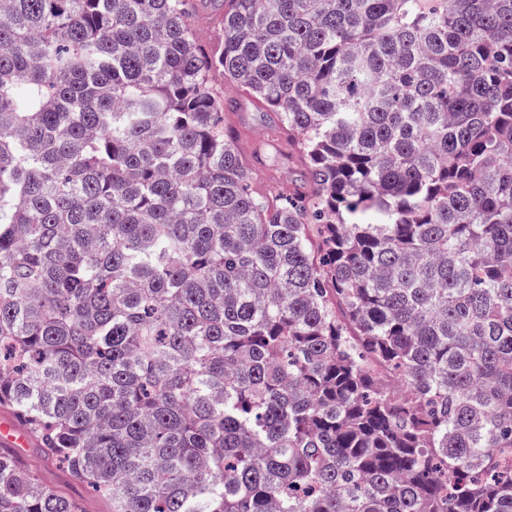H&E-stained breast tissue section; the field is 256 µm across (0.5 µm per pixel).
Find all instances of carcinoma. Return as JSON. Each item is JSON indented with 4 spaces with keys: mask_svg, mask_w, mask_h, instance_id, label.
<instances>
[{
    "mask_svg": "<svg viewBox=\"0 0 512 512\" xmlns=\"http://www.w3.org/2000/svg\"><path fill=\"white\" fill-rule=\"evenodd\" d=\"M210 2L0 0V406L112 512H512V0ZM192 27L200 39L209 47L215 46L221 37L218 21L211 7H204L193 18ZM224 122L233 125L239 135V145L247 155L252 171L254 188H267L277 185L288 193L304 181L303 171L291 163L285 154L288 153V140L269 124L266 112L254 104H245L235 111L224 109ZM265 143L264 147L254 154V145Z\"/></svg>",
    "mask_w": 512,
    "mask_h": 512,
    "instance_id": "cac0c4a2",
    "label": "carcinoma"
}]
</instances>
